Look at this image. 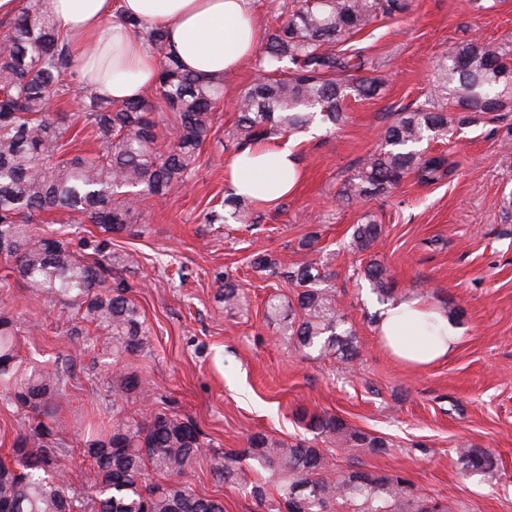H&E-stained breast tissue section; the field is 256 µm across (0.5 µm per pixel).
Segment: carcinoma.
Masks as SVG:
<instances>
[{
    "label": "carcinoma",
    "instance_id": "1",
    "mask_svg": "<svg viewBox=\"0 0 512 512\" xmlns=\"http://www.w3.org/2000/svg\"><path fill=\"white\" fill-rule=\"evenodd\" d=\"M408 8L406 0H296L286 19L274 17L258 63L263 76L240 97L238 120L228 132L235 149L319 124L334 126L344 118L348 93L376 95L383 80L364 76V54L345 43ZM126 24L134 38L162 54L156 93L170 112L171 146L159 149L158 123L147 100L115 103L78 91L77 119L98 149L67 158L70 126L50 104L72 92V59L52 23L48 0H28L17 15L0 22V258L7 270L0 288L21 283L76 311L80 322L100 331L102 346L118 360L152 351L151 329L121 274L134 259L108 250L105 240L87 237L77 251L73 237L82 224L124 233L135 224L141 202L187 183L211 137L223 94L221 80L181 69L160 29L136 20ZM506 54L500 44L470 42L439 58L438 80L427 100L397 113L384 132V147L344 180L338 200L355 204L384 194L408 174L425 185L448 176L447 156L427 153L421 145L448 136V97L472 122L506 106L512 99V69L502 62ZM224 206L235 223L253 224L246 198L230 193ZM55 211L70 219L48 237L37 225ZM381 241V225L367 221L355 227L350 246L365 252ZM251 265L261 272L278 268L264 252L253 254ZM364 275L381 299L389 298L380 265H368ZM280 277L297 288L288 304L274 298L267 303L266 317L282 323V334L323 358H357V336L345 327L336 290L323 285L319 263L293 264ZM219 296L228 312L246 302L227 274ZM21 347L16 314L1 307L0 396L24 409L25 422L12 446L13 462L0 460V512H224L222 500L201 495L182 480L207 447L204 434L192 419L155 407L150 381L123 368L112 372V388L145 408L131 415L115 402L105 407L103 431L83 442L97 469V490L78 492L64 464L72 429L51 412L68 398L65 365L81 357L87 344L74 345L64 365L51 368L22 366ZM308 426L326 447L255 432L244 447L218 453L213 475L247 491L258 512H454L401 475L343 471L336 464L337 450L386 451L383 438L333 414H313ZM456 454L467 471H494L492 456L480 448H458ZM150 471L169 482L148 481Z\"/></svg>",
    "mask_w": 512,
    "mask_h": 512
}]
</instances>
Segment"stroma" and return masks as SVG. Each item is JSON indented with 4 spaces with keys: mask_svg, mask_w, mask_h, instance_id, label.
I'll return each instance as SVG.
<instances>
[{
    "mask_svg": "<svg viewBox=\"0 0 512 512\" xmlns=\"http://www.w3.org/2000/svg\"><path fill=\"white\" fill-rule=\"evenodd\" d=\"M411 0L407 11L357 34L353 42L368 73L383 79L379 95L350 97L336 129L296 135L302 178L272 206L255 205L256 224H208L228 194L225 168L235 146L224 136L237 118L236 101L256 78L248 59L224 78L214 134L203 147L191 180L143 201L132 231L112 237L115 253L132 252L136 265L124 276L152 328L146 356L122 358L127 371L155 382L175 412L192 418L212 445L187 479L199 493L222 498L224 512H257L244 492L213 479V450L240 448L248 434L265 432L289 443L313 439L303 413L334 414L351 426L383 437L385 453H340V468L401 475L423 493L454 504L456 512H512V221L501 197L512 192V102L478 122L462 125L449 105L453 132L430 145L445 153L451 174L433 185L406 178L382 195L344 206L336 191L366 156L382 147L394 114L422 103L437 59L469 42H499L512 49V0ZM383 226V241L356 252L352 226L363 217ZM310 232L315 250L301 249ZM265 251L288 266L323 262L328 284L341 299L355 331L358 360L345 363L297 349L265 316L266 301L292 298L276 274L253 270L251 256ZM382 265L393 297L414 293L464 315L455 354L414 370L395 360L375 332L381 308L363 276ZM230 274L248 298L226 312L216 297L217 279ZM22 321L43 328L24 337L34 359L66 355L72 341L58 323V304L23 285L5 299ZM69 401L56 410L79 435L101 426V408L112 401V357L88 351L70 371ZM482 448L495 458L494 476L466 473L456 449Z\"/></svg>",
    "mask_w": 512,
    "mask_h": 512,
    "instance_id": "35a3bbf8",
    "label": "stroma"
}]
</instances>
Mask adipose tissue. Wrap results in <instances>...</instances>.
Listing matches in <instances>:
<instances>
[{"mask_svg": "<svg viewBox=\"0 0 512 512\" xmlns=\"http://www.w3.org/2000/svg\"><path fill=\"white\" fill-rule=\"evenodd\" d=\"M54 25L70 38L72 62L85 85L112 101L141 98L156 84L157 56L133 38V18L162 27L187 72L234 73L257 46L252 0H49ZM299 177L293 141L244 149L225 170L232 193L264 205L288 195ZM376 334L401 362L423 368L447 360L461 329L445 310L408 294L385 305Z\"/></svg>", "mask_w": 512, "mask_h": 512, "instance_id": "obj_1", "label": "adipose tissue"}]
</instances>
